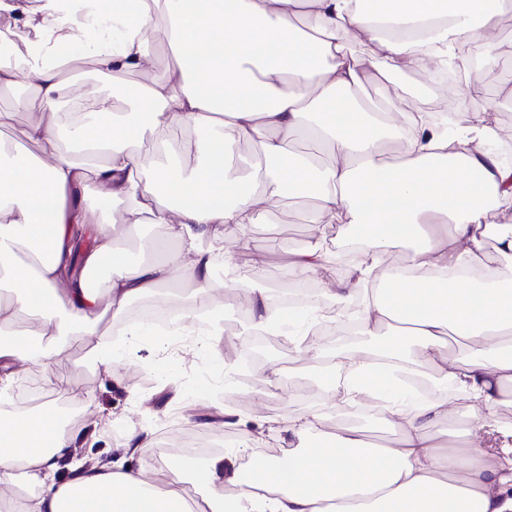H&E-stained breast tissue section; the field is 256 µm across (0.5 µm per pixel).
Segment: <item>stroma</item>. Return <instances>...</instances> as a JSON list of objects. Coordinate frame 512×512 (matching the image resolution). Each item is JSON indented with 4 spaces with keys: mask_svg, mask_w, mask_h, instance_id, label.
I'll list each match as a JSON object with an SVG mask.
<instances>
[{
    "mask_svg": "<svg viewBox=\"0 0 512 512\" xmlns=\"http://www.w3.org/2000/svg\"><path fill=\"white\" fill-rule=\"evenodd\" d=\"M38 5L39 0H28L29 16L25 19L0 13V46L23 54L30 25L40 19ZM349 49L364 63L363 80L357 91L360 102L378 101L384 91L393 88L405 94L413 106L426 108L444 94L443 89L416 75L384 71L367 36L351 39ZM174 63L170 51L162 49L146 70L114 83L86 65L78 93L84 100L110 97L113 108L121 111L132 97V87L163 77ZM510 87L512 69L503 70L496 63L483 70L478 82L468 89L471 111L485 113L501 143H512V101L504 96ZM27 93L21 85L0 90V141L17 146L31 157H44L47 149L25 137L28 127L40 120V112L15 106L16 100ZM315 205L311 197L282 198L279 208L261 223L248 225L243 237L225 234V257L255 287L273 289L285 287L290 278L285 246L316 249L323 254L314 277L318 287L343 283V276L336 273V254L349 242V227L310 223L308 216ZM212 298L224 310V341L218 359L211 356L209 339L204 335L195 336L192 345L181 348L162 346L151 337L139 336L120 349L114 368L107 370L90 358L91 341L69 343L50 374L69 381L65 400L81 411L70 427L77 457L88 463L123 462L132 470L145 471L163 487L179 464V456H168L162 465L156 463L151 449L131 458L125 456L121 441L128 429H147L157 437L176 433L182 427L201 432L207 424L223 421L225 412L232 411L241 419L232 441H239L241 432L248 431L256 435L262 448H280L279 423L301 414L321 413L331 431H341L340 420L348 415V408L337 405L331 389L310 375L309 359L299 358L295 350L261 357L262 372L253 383L244 387L228 385V376L242 369L249 352L244 335L248 320L241 312L249 308L253 293L242 291L228 300L223 289L216 288ZM299 373L304 376V392L299 398L268 393L270 384H287Z\"/></svg>",
    "mask_w": 512,
    "mask_h": 512,
    "instance_id": "obj_1",
    "label": "stroma"
}]
</instances>
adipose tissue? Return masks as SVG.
I'll list each match as a JSON object with an SVG mask.
<instances>
[{
  "mask_svg": "<svg viewBox=\"0 0 512 512\" xmlns=\"http://www.w3.org/2000/svg\"><path fill=\"white\" fill-rule=\"evenodd\" d=\"M373 2L402 25L400 35L375 34L362 0H137L122 12L106 0H42L23 64L0 68L1 86L27 77L18 105L43 115L27 137L53 152L46 163L0 148V495H19L18 512H186L180 480L162 491L118 463L75 464L53 403L10 410L16 366L50 368L66 339L95 337L99 320L173 280L192 283L184 318L204 323L221 357L224 326L210 291L224 229L259 223L292 191L317 199L311 223L353 225L370 250L350 282L326 289L300 316L348 304L371 278L385 283L362 302L361 345L328 353L302 341L298 349L330 359L337 374L365 375L338 384L339 404L388 396L385 421L399 445L370 447L357 426L328 440L318 418L286 420L287 459L252 456L253 477L242 475L236 450L195 461L206 512H512V421L497 411L512 395V224L488 221L490 210L512 208V166L486 151L494 132L470 111L464 86L451 89L464 120L452 138L432 114L406 111L404 94L377 109L353 102L363 65L347 49L350 37L368 33L387 71L425 75L452 60L467 73L471 46L490 59L512 52L495 34L512 0ZM160 47L175 65L143 85L129 111H112L105 98L79 116L61 111L77 85L72 63L90 60L115 79L142 70ZM174 127L194 133V166L168 142ZM304 129L331 163L289 155ZM147 136L155 142L148 159L132 148ZM242 140L258 144L260 161L237 159ZM386 140L403 142L399 163L383 151ZM89 190L123 207L130 228L164 226L175 249L133 260L118 246V225L91 222L76 203ZM85 227L93 246L70 277ZM401 241L413 244L409 276L387 262ZM105 261L102 293L87 275ZM253 294L251 331L280 334L286 320L269 289ZM449 334L466 341V358L448 354L441 339ZM428 362L431 387L417 400L403 385ZM451 385L471 413L451 416ZM64 469L69 479H59ZM227 484L234 494L224 495Z\"/></svg>",
  "mask_w": 512,
  "mask_h": 512,
  "instance_id": "adipose-tissue-1",
  "label": "adipose tissue"
}]
</instances>
